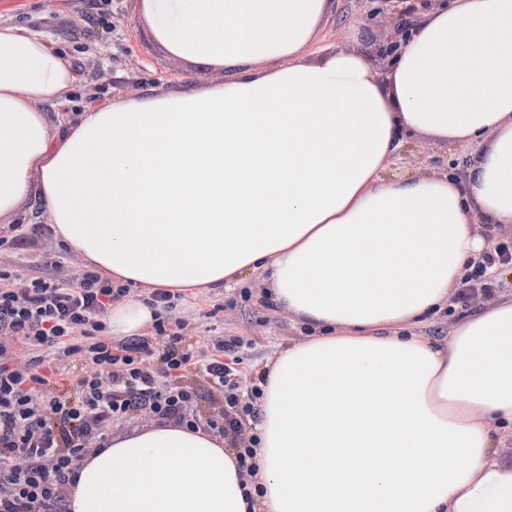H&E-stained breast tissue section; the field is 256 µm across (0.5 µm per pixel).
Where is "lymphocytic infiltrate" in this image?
<instances>
[{"label": "lymphocytic infiltrate", "mask_w": 512, "mask_h": 512, "mask_svg": "<svg viewBox=\"0 0 512 512\" xmlns=\"http://www.w3.org/2000/svg\"><path fill=\"white\" fill-rule=\"evenodd\" d=\"M126 293L94 271L73 281L0 272V512H67L76 462L113 423L147 410L194 430L188 409L206 396L219 406L211 429L237 439V467L253 471V446L241 437L263 392L242 389L225 361L244 339L214 337L199 357L160 322L154 340L113 342L102 316ZM20 346L29 350L21 364ZM191 376L204 388L188 385Z\"/></svg>", "instance_id": "lymphocytic-infiltrate-1"}]
</instances>
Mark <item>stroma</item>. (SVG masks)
Returning a JSON list of instances; mask_svg holds the SVG:
<instances>
[{"mask_svg":"<svg viewBox=\"0 0 512 512\" xmlns=\"http://www.w3.org/2000/svg\"><path fill=\"white\" fill-rule=\"evenodd\" d=\"M135 6L136 0H0V20L40 33L55 48L76 58L81 84L65 112L67 120L74 122L88 103L102 104L150 91L171 92L194 78L191 66L159 52ZM378 11L388 18L396 15L392 0H340L339 12L325 24L324 44H356L372 50L386 39L384 28L370 20ZM469 154L463 145L413 138L403 144L384 176L396 179L442 171ZM45 259L62 262L65 273L73 277L90 268L84 257L52 235L33 244L8 241L0 245V268L38 277L42 274L39 264ZM511 291V268L499 271L491 288L478 296L455 290L449 298L452 312L435 320L430 334L447 335L458 315ZM173 316L179 319L183 335L199 348L222 334L247 338L248 346L238 353L246 387L280 350L308 337L306 327L271 304L267 285L257 276L185 296Z\"/></svg>","mask_w":512,"mask_h":512,"instance_id":"obj_1","label":"stroma"}]
</instances>
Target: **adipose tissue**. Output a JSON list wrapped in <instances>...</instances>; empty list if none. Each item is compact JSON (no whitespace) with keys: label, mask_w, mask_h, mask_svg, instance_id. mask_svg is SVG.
Listing matches in <instances>:
<instances>
[{"label":"adipose tissue","mask_w":512,"mask_h":512,"mask_svg":"<svg viewBox=\"0 0 512 512\" xmlns=\"http://www.w3.org/2000/svg\"><path fill=\"white\" fill-rule=\"evenodd\" d=\"M162 53L223 80L58 108L71 56L0 21V223L41 202L102 276L192 292L267 275L310 331L262 369L253 473L156 423L76 464L71 512H512V294L425 330L512 224V0H434L385 64L318 47L336 0H139ZM465 176L387 180L404 137ZM109 325L154 323L138 300Z\"/></svg>","instance_id":"1"}]
</instances>
